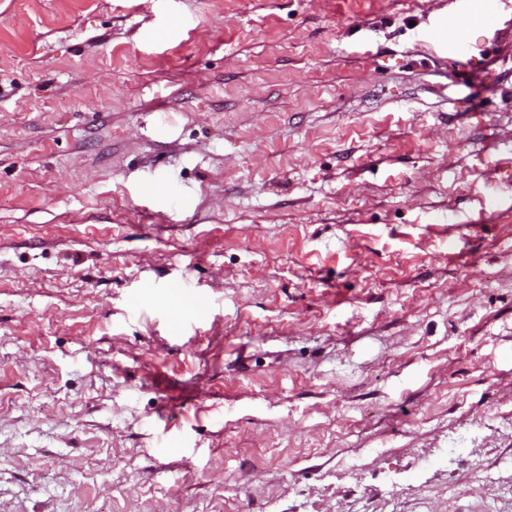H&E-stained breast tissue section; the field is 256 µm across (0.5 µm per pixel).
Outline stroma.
<instances>
[{
	"instance_id": "1",
	"label": "stroma",
	"mask_w": 512,
	"mask_h": 512,
	"mask_svg": "<svg viewBox=\"0 0 512 512\" xmlns=\"http://www.w3.org/2000/svg\"><path fill=\"white\" fill-rule=\"evenodd\" d=\"M452 14L0 0V512H512V6ZM426 37L428 40L435 42L436 45L447 47L448 67L452 68L467 39V31L460 23L448 20V24H440L430 28Z\"/></svg>"
}]
</instances>
